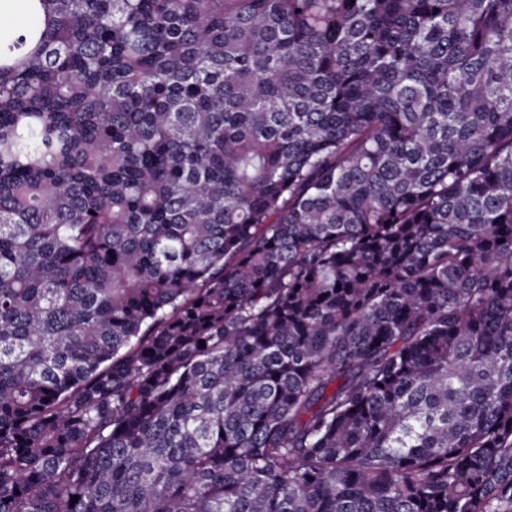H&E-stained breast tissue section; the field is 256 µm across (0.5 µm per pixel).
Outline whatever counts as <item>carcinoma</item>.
Instances as JSON below:
<instances>
[{
    "mask_svg": "<svg viewBox=\"0 0 512 512\" xmlns=\"http://www.w3.org/2000/svg\"><path fill=\"white\" fill-rule=\"evenodd\" d=\"M27 12L0 512H512V0Z\"/></svg>",
    "mask_w": 512,
    "mask_h": 512,
    "instance_id": "carcinoma-1",
    "label": "carcinoma"
}]
</instances>
